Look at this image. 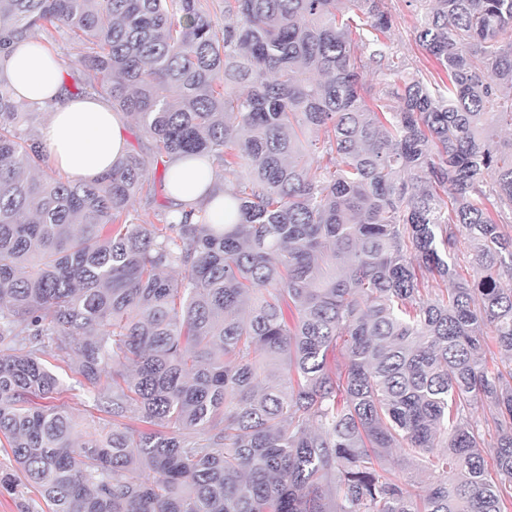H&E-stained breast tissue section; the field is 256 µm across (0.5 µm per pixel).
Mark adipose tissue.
Returning a JSON list of instances; mask_svg holds the SVG:
<instances>
[{
  "mask_svg": "<svg viewBox=\"0 0 512 512\" xmlns=\"http://www.w3.org/2000/svg\"><path fill=\"white\" fill-rule=\"evenodd\" d=\"M0 79L14 89L17 99L45 110L41 140L51 158L72 179L95 180L127 154V124L97 95L67 96L61 67L37 38L10 44L0 51ZM212 158H172L168 163V195L177 218L198 221L207 214L211 223L224 221V188Z\"/></svg>",
  "mask_w": 512,
  "mask_h": 512,
  "instance_id": "adipose-tissue-1",
  "label": "adipose tissue"
}]
</instances>
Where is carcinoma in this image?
Instances as JSON below:
<instances>
[{
	"mask_svg": "<svg viewBox=\"0 0 512 512\" xmlns=\"http://www.w3.org/2000/svg\"><path fill=\"white\" fill-rule=\"evenodd\" d=\"M420 2L437 79L391 64L384 0H224L222 27L201 0H0V48L66 28L91 77L67 94L108 97L152 143L91 182L35 176L38 110L0 81L1 493L512 512V0ZM371 65L397 77L379 109ZM174 155L221 162L224 223H138L148 162ZM49 346L108 432L74 436Z\"/></svg>",
	"mask_w": 512,
	"mask_h": 512,
	"instance_id": "obj_1",
	"label": "carcinoma"
}]
</instances>
